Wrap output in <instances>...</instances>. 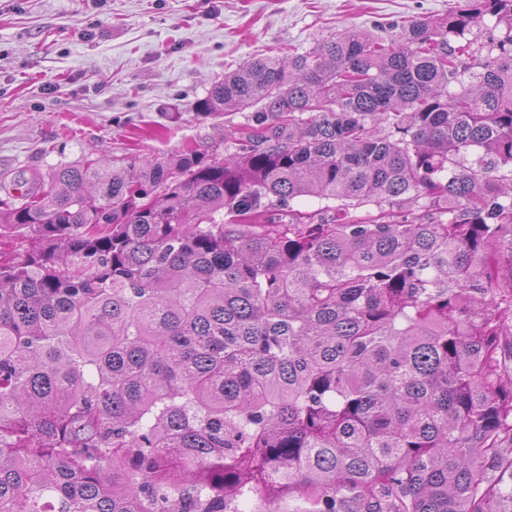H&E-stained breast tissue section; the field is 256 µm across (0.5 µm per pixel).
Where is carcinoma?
I'll list each match as a JSON object with an SVG mask.
<instances>
[{
  "label": "carcinoma",
  "mask_w": 512,
  "mask_h": 512,
  "mask_svg": "<svg viewBox=\"0 0 512 512\" xmlns=\"http://www.w3.org/2000/svg\"><path fill=\"white\" fill-rule=\"evenodd\" d=\"M390 28L224 74L222 152L0 198L33 240L0 260V512H512V0ZM505 26L498 24L497 17L490 14L479 18L471 33L466 35L468 39H478V42H488L489 38L501 36Z\"/></svg>",
  "instance_id": "cac0c4a2"
}]
</instances>
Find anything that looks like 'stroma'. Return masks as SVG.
Here are the masks:
<instances>
[{
    "instance_id": "1",
    "label": "stroma",
    "mask_w": 512,
    "mask_h": 512,
    "mask_svg": "<svg viewBox=\"0 0 512 512\" xmlns=\"http://www.w3.org/2000/svg\"><path fill=\"white\" fill-rule=\"evenodd\" d=\"M465 0H0V181L40 192L86 157L206 149L242 112L194 103L225 72L349 29L440 18Z\"/></svg>"
}]
</instances>
